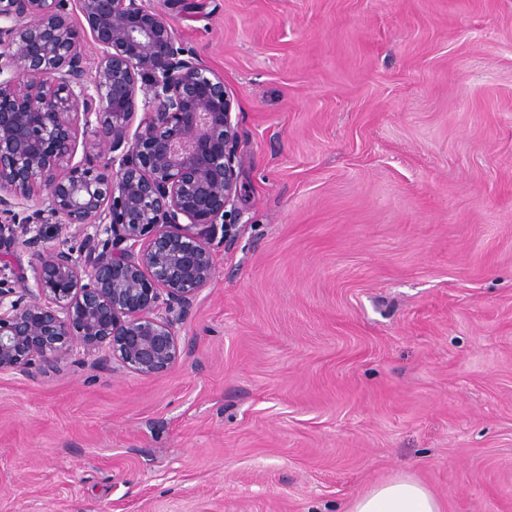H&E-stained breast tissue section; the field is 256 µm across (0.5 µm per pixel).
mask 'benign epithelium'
I'll return each instance as SVG.
<instances>
[{
    "mask_svg": "<svg viewBox=\"0 0 512 512\" xmlns=\"http://www.w3.org/2000/svg\"><path fill=\"white\" fill-rule=\"evenodd\" d=\"M241 166L224 78L147 0H0V263L35 257V287L20 267L0 278V372L31 377L78 349L170 371L176 324L239 219ZM41 224L80 251L46 245Z\"/></svg>",
    "mask_w": 512,
    "mask_h": 512,
    "instance_id": "obj_1",
    "label": "benign epithelium"
}]
</instances>
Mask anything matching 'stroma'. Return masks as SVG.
Returning <instances> with one entry per match:
<instances>
[{
	"label": "stroma",
	"mask_w": 512,
	"mask_h": 512,
	"mask_svg": "<svg viewBox=\"0 0 512 512\" xmlns=\"http://www.w3.org/2000/svg\"><path fill=\"white\" fill-rule=\"evenodd\" d=\"M188 2L240 219L167 374L0 373V512H512V0ZM349 512H441V507L423 484L411 477H398L357 497Z\"/></svg>",
	"instance_id": "stroma-1"
}]
</instances>
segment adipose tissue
Masks as SVG:
<instances>
[{"label": "adipose tissue", "instance_id": "1", "mask_svg": "<svg viewBox=\"0 0 512 512\" xmlns=\"http://www.w3.org/2000/svg\"><path fill=\"white\" fill-rule=\"evenodd\" d=\"M350 512H441V507L423 484L410 477H398L357 497Z\"/></svg>", "mask_w": 512, "mask_h": 512}]
</instances>
